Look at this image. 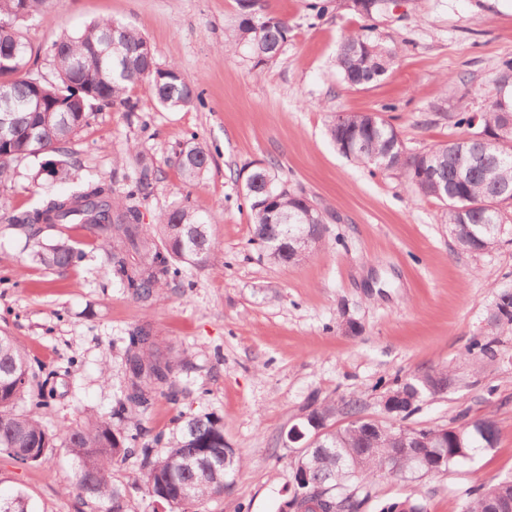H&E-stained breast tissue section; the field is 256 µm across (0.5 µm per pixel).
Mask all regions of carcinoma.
<instances>
[{"label":"carcinoma","mask_w":512,"mask_h":512,"mask_svg":"<svg viewBox=\"0 0 512 512\" xmlns=\"http://www.w3.org/2000/svg\"><path fill=\"white\" fill-rule=\"evenodd\" d=\"M241 2L242 13L224 33V52L243 48L252 68H264L277 59L288 42V23L263 8L260 0ZM47 0H0V70L12 78L3 85L21 123L0 141V183L7 181L12 165L34 156V141L42 140L55 154L56 168L49 174L40 166L36 177L46 184L73 179L70 163L61 158V145L86 125L93 111L110 107L133 112L130 90L143 82L152 87L165 109L179 111L203 102L202 92L185 80L174 65L161 66L147 57L148 39L139 31L111 19H101L65 35L51 48L48 78L34 86L29 74L31 49L20 23L43 18ZM367 23L341 42L336 65L351 88L373 84L387 74L398 47L386 46ZM118 47L103 52L110 40ZM504 91L512 104V59L502 62L494 87L478 89L448 115L462 136L452 142L411 152L396 129L380 113L348 114L346 126L357 138L350 157L377 170L403 178L410 189L444 207V223L457 247L484 252L498 247L512 224V132L495 140L478 139L475 132L495 131L506 125L504 112L494 98ZM38 97L41 109L28 112ZM136 168L126 176V191L92 176L82 179L68 194L41 198L31 209L14 214L0 203V221L26 229L34 240L32 260L48 269H68L82 253L68 241L37 239L41 224H82L112 248L110 272L133 299L148 304L162 286L181 274L180 265L200 266L215 249L208 217L186 202L177 203L156 218L155 233L148 235L141 204L154 191L158 169L138 150L129 147ZM184 180L203 178L210 163L208 149L191 137L173 150ZM252 224L251 243L277 265L297 264L321 241L326 218L319 209L303 206L305 195L288 187L274 166L258 167L245 180ZM134 250L138 260L129 261ZM493 326L512 324V294H504L491 314ZM177 361L163 353L148 324L136 326L125 347V388L112 414L119 418L148 412L160 396L178 400L181 389ZM35 373L27 355L7 333L0 331V453L20 464L40 461L56 441H61L77 462L73 486L85 504L101 505L100 512H129L126 485L113 479L114 463L131 456L140 459L139 482L146 494L169 512H197L204 501L224 491V478L241 470L233 449L224 442V420L212 413L182 420L179 431L167 437L158 433L150 444H138V432L115 428L104 418L56 433L41 422L45 396L32 389ZM356 417L362 401L351 396L324 402L313 414L329 424L320 440L294 460L293 469L306 473L303 486H295L284 504L288 512H361L369 497L367 484L377 477L417 481L464 466L483 448L494 446L496 424L477 418L456 426L408 427L409 414L395 413L387 420L358 421L335 426L336 412ZM407 436L410 453L401 451ZM162 448L163 452L156 451ZM499 508L487 487L476 490L464 512H491ZM0 512H35L23 492L0 495Z\"/></svg>","instance_id":"cac0c4a2"}]
</instances>
